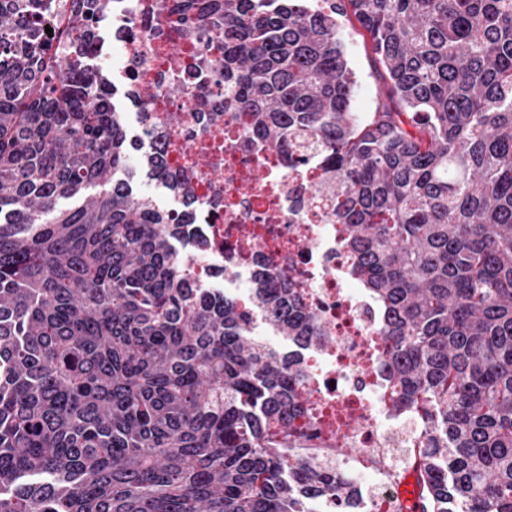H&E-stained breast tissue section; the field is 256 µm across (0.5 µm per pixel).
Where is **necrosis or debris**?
<instances>
[{
	"label": "necrosis or debris",
	"mask_w": 512,
	"mask_h": 512,
	"mask_svg": "<svg viewBox=\"0 0 512 512\" xmlns=\"http://www.w3.org/2000/svg\"><path fill=\"white\" fill-rule=\"evenodd\" d=\"M154 22L166 34L182 25L176 13L154 17L152 0H110L96 57L111 63L117 78L133 80L142 110L176 117L153 148L167 154L210 205L194 227L208 242L193 253L194 267L205 272L207 287L215 270L224 269L225 293L242 300L257 266L285 272L325 331L320 345L292 347L303 362L312 413L295 422L296 448L351 476L357 491L352 512H408L402 488L409 474L399 460L416 454L420 425L389 410L393 380L378 335L387 311L350 273L335 204L313 190L318 166L288 165L275 151L234 135L217 141L222 166L200 163L197 76L162 65L159 40L144 33ZM172 80L182 86L180 97L165 92ZM339 443L350 448L349 457H335Z\"/></svg>",
	"instance_id": "obj_1"
}]
</instances>
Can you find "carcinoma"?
I'll list each match as a JSON object with an SVG mask.
<instances>
[{
	"label": "carcinoma",
	"mask_w": 512,
	"mask_h": 512,
	"mask_svg": "<svg viewBox=\"0 0 512 512\" xmlns=\"http://www.w3.org/2000/svg\"><path fill=\"white\" fill-rule=\"evenodd\" d=\"M0 0V512H304L356 492L291 453L309 417L288 342L319 316L284 275L250 305L203 287L206 203L151 151L135 192L116 89L89 62L107 0ZM155 0L224 32L208 127L245 120L288 163L321 157L354 270L384 301L396 413L424 420L418 512H512V0ZM371 37L382 103L360 120L341 19ZM134 187L138 194L152 197L164 209L178 208V204L174 202L164 189L158 186L156 181L146 178L139 172L134 178Z\"/></svg>",
	"instance_id": "1"
}]
</instances>
